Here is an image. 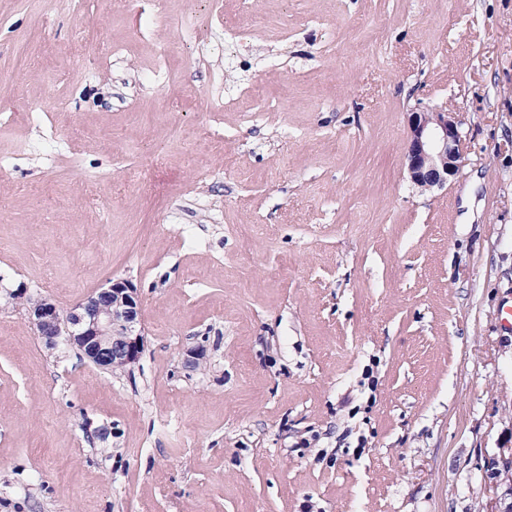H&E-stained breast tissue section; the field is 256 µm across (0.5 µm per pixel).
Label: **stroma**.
<instances>
[{"label":"stroma","instance_id":"35a3bbf8","mask_svg":"<svg viewBox=\"0 0 512 512\" xmlns=\"http://www.w3.org/2000/svg\"><path fill=\"white\" fill-rule=\"evenodd\" d=\"M237 9L0 0V512L512 507V0H250L228 48ZM434 108L464 162L422 193ZM117 279L145 346L114 374L11 298ZM462 133L453 112L420 110L410 113L405 155L413 185L422 190L442 188L462 167Z\"/></svg>","mask_w":512,"mask_h":512}]
</instances>
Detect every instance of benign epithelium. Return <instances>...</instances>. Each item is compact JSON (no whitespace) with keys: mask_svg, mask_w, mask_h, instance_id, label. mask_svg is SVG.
<instances>
[{"mask_svg":"<svg viewBox=\"0 0 512 512\" xmlns=\"http://www.w3.org/2000/svg\"><path fill=\"white\" fill-rule=\"evenodd\" d=\"M462 133L453 113L420 110L410 113L405 155L413 185L430 190L456 178L462 167ZM28 316L50 348L61 343L76 347L102 369L129 368L144 347L137 288L115 280L72 307L66 320L48 298L37 300Z\"/></svg>","mask_w":512,"mask_h":512,"instance_id":"1","label":"benign epithelium"}]
</instances>
